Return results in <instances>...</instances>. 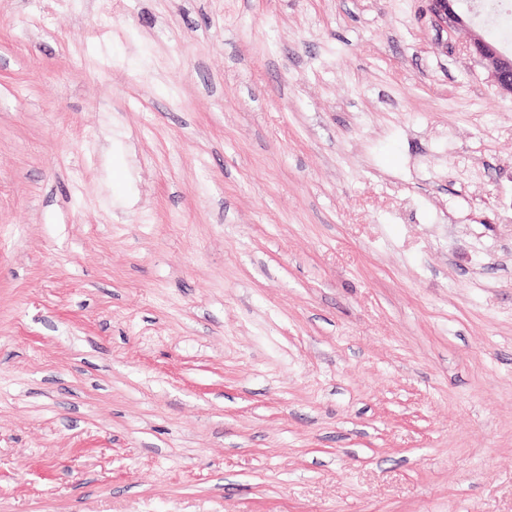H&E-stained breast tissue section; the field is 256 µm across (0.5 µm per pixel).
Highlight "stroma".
<instances>
[{
	"label": "stroma",
	"instance_id": "1",
	"mask_svg": "<svg viewBox=\"0 0 512 512\" xmlns=\"http://www.w3.org/2000/svg\"><path fill=\"white\" fill-rule=\"evenodd\" d=\"M426 0H0V512H512V98Z\"/></svg>",
	"mask_w": 512,
	"mask_h": 512
}]
</instances>
